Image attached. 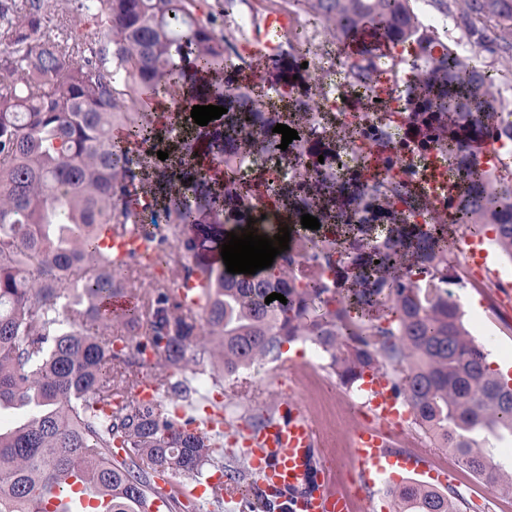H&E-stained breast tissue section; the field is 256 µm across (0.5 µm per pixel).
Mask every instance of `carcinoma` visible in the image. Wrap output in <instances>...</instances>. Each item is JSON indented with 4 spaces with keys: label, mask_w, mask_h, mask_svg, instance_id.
Masks as SVG:
<instances>
[{
    "label": "carcinoma",
    "mask_w": 512,
    "mask_h": 512,
    "mask_svg": "<svg viewBox=\"0 0 512 512\" xmlns=\"http://www.w3.org/2000/svg\"><path fill=\"white\" fill-rule=\"evenodd\" d=\"M236 2L76 0L50 36L42 29L59 0H0V512H46L75 473L110 497L107 512L176 505L187 484L215 471L224 482L212 503H223L252 475L224 463L223 433L193 415L174 419L168 404L192 412L208 398L199 375L220 386L296 341L318 347L343 382L383 376L438 447L512 493V464L495 462L489 444L512 442V385L491 368L450 289L453 229L431 223V203L411 182L365 178L378 152L336 168V150L365 138L363 125L312 139L315 107L332 109L318 63L297 83L278 79L286 112L263 90L268 74L228 78L234 46L216 23ZM303 2L333 39L384 23L387 54L343 53L346 87L371 92L387 72L395 90L410 70V127L463 182L448 220L512 261V172L478 167L467 144L474 128L512 142V109L496 83L463 62L413 0ZM459 16L480 46L479 23L512 33V0H463ZM304 39L296 29L281 64L296 61ZM172 95L228 112L205 126L180 112L179 136L163 137L143 103ZM278 124L298 132L285 151ZM129 141L151 152L136 154ZM170 141L173 156L158 159ZM315 155L324 162L303 165ZM283 211L310 214L320 228L295 231L289 249L250 277L227 272L215 250L228 230ZM131 230L151 238L178 278H205L199 305L148 274L130 279L131 264L112 266L104 233ZM124 292L137 308L119 322L102 315L100 303ZM272 293L287 303H265ZM143 377L159 387L150 404L130 397ZM391 498L394 512L465 506L449 486L402 483Z\"/></svg>",
    "instance_id": "carcinoma-1"
}]
</instances>
